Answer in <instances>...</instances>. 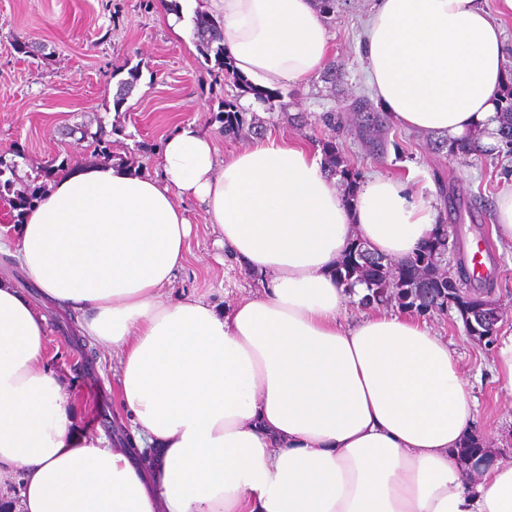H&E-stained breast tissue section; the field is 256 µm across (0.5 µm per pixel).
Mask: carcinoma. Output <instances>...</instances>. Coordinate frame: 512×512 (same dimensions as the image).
I'll list each match as a JSON object with an SVG mask.
<instances>
[{"label": "carcinoma", "mask_w": 512, "mask_h": 512, "mask_svg": "<svg viewBox=\"0 0 512 512\" xmlns=\"http://www.w3.org/2000/svg\"><path fill=\"white\" fill-rule=\"evenodd\" d=\"M194 28L199 40L200 52L206 58L212 56L217 62L221 73L231 77L240 93H252L262 103L278 101V107L287 109L288 103L283 101L279 92H266L249 86L245 80L234 74L230 58L226 55L224 45L218 32L217 21L207 13L199 12L194 17ZM226 133H235L243 129L246 113L237 103V99L224 100L217 116ZM501 139L512 145V87L501 97L500 108ZM116 129L108 130L99 124L95 131L80 130L81 138L94 145V152L107 154L109 137ZM18 164L6 161L0 156V197L9 199L12 209L17 215L29 206L36 198L35 189L17 175ZM448 243L443 228H438L434 237L410 259L393 266L384 256L370 251L363 243H356L343 259L337 275L346 285L362 283L367 294L361 303L368 305H389L394 302L404 310L425 313L433 304L442 307L453 301L460 315L477 304L478 295L469 291H459L460 283L440 273L438 259L441 249Z\"/></svg>", "instance_id": "1"}]
</instances>
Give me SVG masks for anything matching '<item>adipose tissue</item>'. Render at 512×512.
<instances>
[{
    "label": "adipose tissue",
    "mask_w": 512,
    "mask_h": 512,
    "mask_svg": "<svg viewBox=\"0 0 512 512\" xmlns=\"http://www.w3.org/2000/svg\"><path fill=\"white\" fill-rule=\"evenodd\" d=\"M236 71L272 90L330 55L317 0H207ZM504 31L481 0H375L361 61L400 126L449 144L500 143ZM162 177L107 163L66 170L16 225L41 296L111 348L132 443L79 425L47 367L48 318L0 279V484L19 512H512V460L472 482L453 457L475 404L447 341L402 314L347 322L363 284L334 270L353 241L392 262L434 234L433 195L370 175L344 199L320 156L272 135L228 156L195 124L164 142ZM215 245L267 276L219 306L169 295L189 254L179 199ZM151 448L149 463L138 454Z\"/></svg>",
    "instance_id": "ef3b65f1"
}]
</instances>
